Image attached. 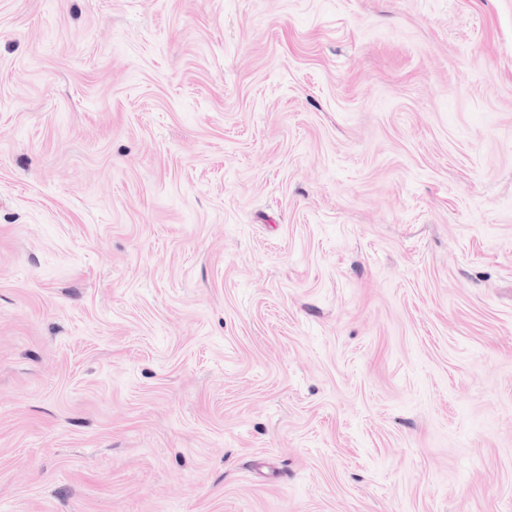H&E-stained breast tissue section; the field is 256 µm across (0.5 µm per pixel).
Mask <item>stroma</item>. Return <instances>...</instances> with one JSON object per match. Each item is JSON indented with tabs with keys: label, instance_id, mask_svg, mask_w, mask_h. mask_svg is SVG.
<instances>
[{
	"label": "stroma",
	"instance_id": "35a3bbf8",
	"mask_svg": "<svg viewBox=\"0 0 512 512\" xmlns=\"http://www.w3.org/2000/svg\"><path fill=\"white\" fill-rule=\"evenodd\" d=\"M0 512H512V0H0Z\"/></svg>",
	"mask_w": 512,
	"mask_h": 512
}]
</instances>
